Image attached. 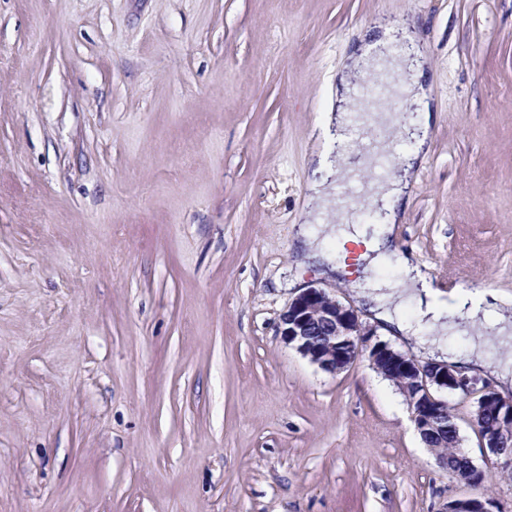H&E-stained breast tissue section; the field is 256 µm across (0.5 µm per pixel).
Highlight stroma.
Listing matches in <instances>:
<instances>
[{"instance_id": "35a3bbf8", "label": "stroma", "mask_w": 512, "mask_h": 512, "mask_svg": "<svg viewBox=\"0 0 512 512\" xmlns=\"http://www.w3.org/2000/svg\"><path fill=\"white\" fill-rule=\"evenodd\" d=\"M407 24L431 112L393 226L362 273L350 223L313 211L340 73L377 21ZM314 235L349 276L304 265ZM448 293L512 296V0H0V512H438L512 468L483 454L474 399L449 395L488 479L440 468L367 360L327 373L279 318L316 285L380 339L365 284L401 257Z\"/></svg>"}]
</instances>
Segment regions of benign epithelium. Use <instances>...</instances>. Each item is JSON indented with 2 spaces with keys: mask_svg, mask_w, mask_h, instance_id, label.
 <instances>
[{
  "mask_svg": "<svg viewBox=\"0 0 512 512\" xmlns=\"http://www.w3.org/2000/svg\"><path fill=\"white\" fill-rule=\"evenodd\" d=\"M279 330L286 344L329 373L342 372L359 358H367L407 397L411 419L426 445L448 436L447 394L478 395L475 413L483 407H494L500 413L497 432L480 436L481 447L512 466V398L501 396L489 383L445 361L421 362L379 339L353 307L322 288H305L293 298L280 315ZM439 512H493V501L452 498Z\"/></svg>",
  "mask_w": 512,
  "mask_h": 512,
  "instance_id": "obj_1",
  "label": "benign epithelium"
}]
</instances>
